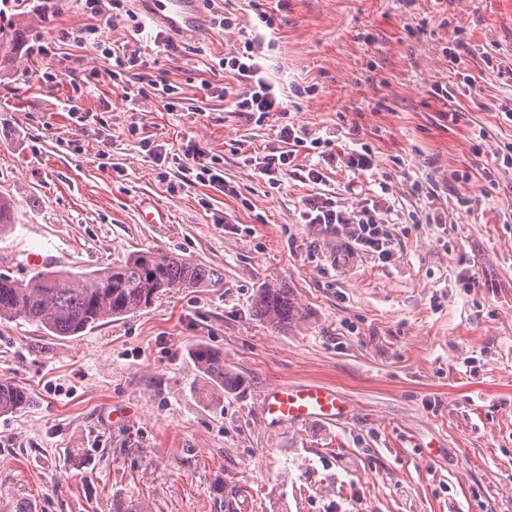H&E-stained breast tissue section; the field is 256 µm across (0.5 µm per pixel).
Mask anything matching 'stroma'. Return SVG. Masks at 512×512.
Wrapping results in <instances>:
<instances>
[{
    "instance_id": "35a3bbf8",
    "label": "stroma",
    "mask_w": 512,
    "mask_h": 512,
    "mask_svg": "<svg viewBox=\"0 0 512 512\" xmlns=\"http://www.w3.org/2000/svg\"><path fill=\"white\" fill-rule=\"evenodd\" d=\"M214 6L236 28L174 38L167 52L142 0L127 7L143 31L100 30L157 56L199 115L167 111L134 73L113 79L77 47L71 32L93 22L79 0L34 8L0 69V196L15 209L1 274L100 270L157 249L222 275L74 337L0 322V378L31 396L0 415V512H224L228 488L245 490L241 512H512V0ZM263 12L275 28L260 63L287 123L340 152L368 145L374 176L331 168L326 185L395 224L388 262L346 258L335 234L301 223L313 187L298 174L273 189L245 165L274 146L271 122L231 111L222 91L238 83L210 65ZM62 58L95 71L93 92L54 78ZM187 136L219 157L234 195L182 185L177 164L157 160ZM271 286L295 298L290 328L254 312ZM200 344L240 377L236 390L207 386ZM311 382L352 414L333 426L265 418L270 388Z\"/></svg>"
}]
</instances>
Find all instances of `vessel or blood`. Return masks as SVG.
I'll use <instances>...</instances> for the list:
<instances>
[{
    "label": "vessel or blood",
    "instance_id": "obj_1",
    "mask_svg": "<svg viewBox=\"0 0 512 512\" xmlns=\"http://www.w3.org/2000/svg\"><path fill=\"white\" fill-rule=\"evenodd\" d=\"M202 0H155L154 14L168 31L197 37L205 31ZM262 410L271 421L288 425L312 422L333 424L346 418L351 404L336 390L319 383L282 385L262 399Z\"/></svg>",
    "mask_w": 512,
    "mask_h": 512
}]
</instances>
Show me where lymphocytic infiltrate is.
Returning <instances> with one entry per match:
<instances>
[{"mask_svg":"<svg viewBox=\"0 0 512 512\" xmlns=\"http://www.w3.org/2000/svg\"><path fill=\"white\" fill-rule=\"evenodd\" d=\"M72 39L74 43L91 50L100 58L111 61L112 77H120L122 71L130 68L139 69L142 82L152 89L154 97L161 99L168 111H176L180 101L178 86L173 85L163 75L151 74L149 61L141 58L139 51H129L100 40L98 29L94 26L76 30ZM262 47L261 39L248 40L242 49L225 53L218 63L219 69L232 71L240 82V90L232 93L228 104L248 120L287 111L273 85L262 75ZM277 138V147L271 148L266 154L248 159L259 176L266 179L271 187H279V174L288 170L300 150L309 148L317 151L319 160L307 169L305 175L306 181L315 185L316 191L304 203L302 220L344 237L352 253L371 255L381 261L387 260L392 253L395 236L376 208L366 203L352 209L338 205L335 196L323 188L326 181L324 166L340 162L356 175L372 171L373 160L369 149H354L342 158L335 153L323 151L321 138L312 137L308 129L288 124L279 128ZM181 155L183 163L193 167L197 182L211 186L224 195L233 194V186L225 183L222 170L215 166V156L209 155L199 142L188 139L181 149Z\"/></svg>","mask_w":512,"mask_h":512,"instance_id":"lymphocytic-infiltrate-1","label":"lymphocytic infiltrate"}]
</instances>
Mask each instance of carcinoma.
<instances>
[{"mask_svg": "<svg viewBox=\"0 0 512 512\" xmlns=\"http://www.w3.org/2000/svg\"><path fill=\"white\" fill-rule=\"evenodd\" d=\"M28 13V0H4L0 10V68L12 60L20 39L16 19ZM218 281L215 269L157 250L139 251L104 269L92 272L47 270L30 279L0 275V320L23 319L52 336H76L88 328L117 321L148 307L154 298L181 288ZM256 314L275 329L297 319L298 306L284 287L260 289ZM193 357L200 371L219 390L232 383L224 359L199 345ZM30 402L26 388L0 379V414L17 412Z\"/></svg>", "mask_w": 512, "mask_h": 512, "instance_id": "1", "label": "carcinoma"}]
</instances>
